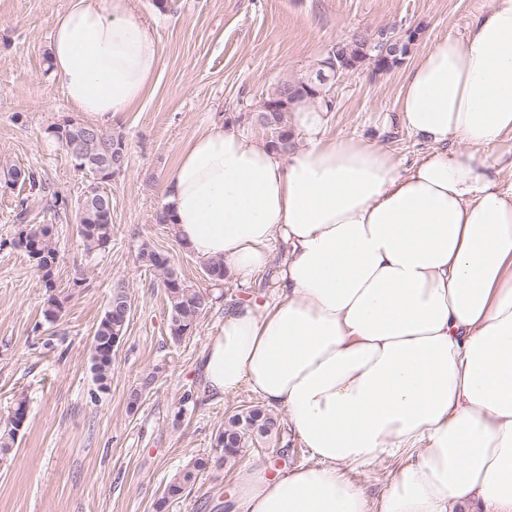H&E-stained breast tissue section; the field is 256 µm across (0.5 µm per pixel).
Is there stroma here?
<instances>
[{"label":"stroma","mask_w":512,"mask_h":512,"mask_svg":"<svg viewBox=\"0 0 512 512\" xmlns=\"http://www.w3.org/2000/svg\"><path fill=\"white\" fill-rule=\"evenodd\" d=\"M490 0H133L135 16L159 39L161 63L145 98L112 123L123 137L128 166L103 188L112 197V242L85 254L77 236V203L94 177L78 170L51 133L82 113L67 102L49 63L53 23L69 0H0V420L26 400L28 421L14 457L0 465V512H155L174 474L191 460L215 455V434L236 410L256 406L248 391L210 397L201 356L224 323L225 304L244 298L232 278L214 283L205 263L185 250L172 226L156 223L162 189L181 148L224 121L255 136L250 114L285 81L301 79L338 40L357 32L416 30L402 64L385 72L363 65L340 77L331 93L328 132L383 146L402 167L423 146L398 124L395 111L414 56L433 39L461 33ZM35 173L64 202L9 182L8 172ZM27 201L53 225L59 258L54 292L63 302L56 322L44 316L46 288L16 247V214ZM169 256L188 285L210 291L214 305L190 336L174 340L159 276L136 258L141 240ZM122 282L131 295L125 336L112 352V386L97 394L92 337ZM157 381L141 390L142 377ZM136 408H129L133 391ZM191 402H184L185 393ZM311 460L287 426L244 449L223 468L199 473L166 512H225L235 473L244 466L286 472Z\"/></svg>","instance_id":"35a3bbf8"}]
</instances>
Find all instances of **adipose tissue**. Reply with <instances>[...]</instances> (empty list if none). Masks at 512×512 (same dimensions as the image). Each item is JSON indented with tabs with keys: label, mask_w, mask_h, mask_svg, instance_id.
Returning <instances> with one entry per match:
<instances>
[{
	"label": "adipose tissue",
	"mask_w": 512,
	"mask_h": 512,
	"mask_svg": "<svg viewBox=\"0 0 512 512\" xmlns=\"http://www.w3.org/2000/svg\"><path fill=\"white\" fill-rule=\"evenodd\" d=\"M66 99L101 127L160 67L132 0H71L53 25ZM290 151L231 123L193 136L163 187L182 244L239 287L201 366L207 392L284 411L312 460L240 469L229 512H512V0L432 41L396 122L423 146L407 168L376 142L289 114ZM399 467L380 498L348 477Z\"/></svg>",
	"instance_id": "adipose-tissue-1"
}]
</instances>
